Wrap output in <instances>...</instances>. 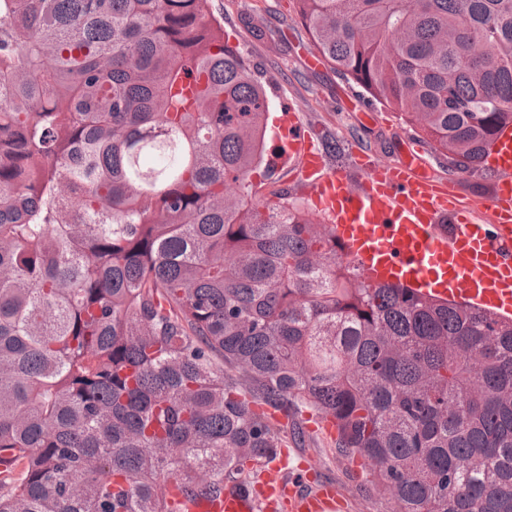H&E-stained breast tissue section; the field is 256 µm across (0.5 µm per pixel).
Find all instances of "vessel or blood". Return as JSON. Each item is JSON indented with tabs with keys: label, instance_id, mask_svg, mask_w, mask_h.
Here are the masks:
<instances>
[{
	"label": "vessel or blood",
	"instance_id": "1",
	"mask_svg": "<svg viewBox=\"0 0 512 512\" xmlns=\"http://www.w3.org/2000/svg\"><path fill=\"white\" fill-rule=\"evenodd\" d=\"M271 159L326 218L343 260L375 282H400L418 295L512 320V125L492 149L491 192L476 198L456 178L430 170L412 146L393 160L353 147L329 160L296 112L274 136ZM304 466L260 468L249 484L227 483L219 498L186 503V512H350L335 480H313Z\"/></svg>",
	"mask_w": 512,
	"mask_h": 512
}]
</instances>
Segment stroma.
Returning a JSON list of instances; mask_svg holds the SVG:
<instances>
[{"label":"stroma","instance_id":"obj_1","mask_svg":"<svg viewBox=\"0 0 512 512\" xmlns=\"http://www.w3.org/2000/svg\"><path fill=\"white\" fill-rule=\"evenodd\" d=\"M210 15L224 28L230 46L242 50L268 85L271 117L291 104L307 123L340 150L351 145L392 159L403 137L412 130L388 102L346 82L327 65L309 68L305 57L314 48L297 21L291 0H209ZM262 37H254L253 28ZM303 455L311 457L318 474L342 481L354 512H398V506L369 474L359 473L333 441L311 436Z\"/></svg>","mask_w":512,"mask_h":512}]
</instances>
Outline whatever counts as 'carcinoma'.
Wrapping results in <instances>:
<instances>
[{
	"mask_svg": "<svg viewBox=\"0 0 512 512\" xmlns=\"http://www.w3.org/2000/svg\"><path fill=\"white\" fill-rule=\"evenodd\" d=\"M208 2L0 0V512H184L170 485L220 497L307 443L305 411L399 512H512V323L374 284L288 191L255 201L268 93ZM295 12L449 168L486 170L512 0Z\"/></svg>",
	"mask_w": 512,
	"mask_h": 512,
	"instance_id": "cac0c4a2",
	"label": "carcinoma"
}]
</instances>
